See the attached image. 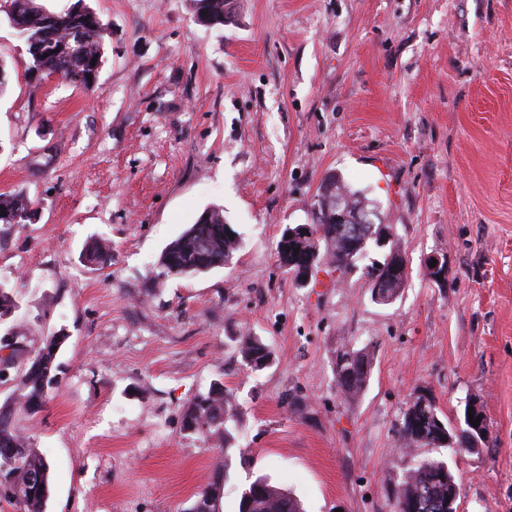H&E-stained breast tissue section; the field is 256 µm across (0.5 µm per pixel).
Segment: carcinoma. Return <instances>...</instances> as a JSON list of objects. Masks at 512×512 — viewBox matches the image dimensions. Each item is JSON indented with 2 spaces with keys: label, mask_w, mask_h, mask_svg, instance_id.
<instances>
[{
  "label": "carcinoma",
  "mask_w": 512,
  "mask_h": 512,
  "mask_svg": "<svg viewBox=\"0 0 512 512\" xmlns=\"http://www.w3.org/2000/svg\"><path fill=\"white\" fill-rule=\"evenodd\" d=\"M198 22L208 27L224 25L225 0H192ZM14 23L12 27L26 39V46H38L41 52L29 54L30 75L49 77L62 71L64 83L79 90L93 89L87 75L99 76L103 63L104 38L107 27L100 15L88 5L76 14L69 9L63 13L51 12L35 4V0H10ZM345 208L360 211L369 208L365 197L342 183L328 201L327 210L335 214ZM36 212L28 196L17 193H0V224H26ZM209 222H199L172 241L161 253L159 266L166 274L193 275L222 267L231 262L240 246L239 234L229 236L224 232V212L209 209ZM321 233L324 252L335 261L336 268L346 272L369 261L363 267L371 284L386 286L388 297H398L407 278V258L396 265L388 260L391 248H400L393 240L390 246L381 247L370 239L354 253L345 249L339 240L330 236L331 225L315 224ZM313 246L309 240H290L281 236L277 243V261L285 271H299L300 263L294 253L304 252ZM383 253V259L370 257L371 252ZM81 260L98 269L112 262V245L97 239L82 252ZM18 308L14 289L0 284V325L8 324L5 333L17 339L26 337L29 328L12 319ZM63 342L58 336H48L37 348L38 358L19 361L23 346L3 343L0 335V384L14 381L26 413L34 415L44 408L54 382L46 372L58 370L57 352ZM238 353L242 361L254 371L268 367L273 360L271 350L254 336L239 339ZM370 370V358L359 350H347L336 359V384L340 391L357 397L363 391ZM242 423L239 409L232 394L224 384H214L206 393L194 397L183 413V427L195 428L202 435L215 436L224 441V451L237 442ZM400 444L413 452L426 446L448 445V422L441 419L432 401L419 397L403 415L399 432ZM0 478L9 481V492L4 499L17 508V512H46L50 494L49 463L28 446L17 425L14 411L0 405ZM229 478V457H224V474L209 479L196 493L191 512H219L221 486ZM456 480L448 463L436 459H414L393 488L394 499L415 509V512H448L446 498L453 495ZM238 512H304L303 506L288 489L275 485L265 476L250 483V496L239 499Z\"/></svg>",
  "instance_id": "carcinoma-1"
}]
</instances>
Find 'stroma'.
I'll return each instance as SVG.
<instances>
[{"label":"stroma","mask_w":512,"mask_h":512,"mask_svg":"<svg viewBox=\"0 0 512 512\" xmlns=\"http://www.w3.org/2000/svg\"><path fill=\"white\" fill-rule=\"evenodd\" d=\"M85 2L107 26L89 92L30 78L0 0V193L38 205L35 223L0 224V282L27 350L65 337L46 407L16 413L50 464L46 512H188L223 468L220 512L261 474L306 512H394L420 396L452 422L482 407L480 453L419 454L447 461L460 512H512V0H234L220 28L191 0ZM332 173L408 257L391 304L361 269L302 287L278 266ZM213 206L241 238L231 264L161 274ZM96 238L103 270L80 260ZM432 254L443 282L424 274ZM246 335L269 367L242 364ZM352 348L371 367L349 399L334 368ZM216 382L240 405L231 450L183 428ZM238 353L246 366L254 371L268 367L273 360L268 346L254 336L239 338Z\"/></svg>","instance_id":"1"}]
</instances>
